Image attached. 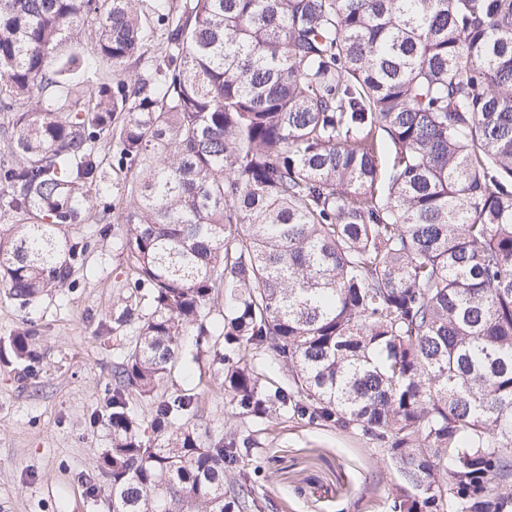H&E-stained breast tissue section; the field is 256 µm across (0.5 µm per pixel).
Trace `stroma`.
Returning a JSON list of instances; mask_svg holds the SVG:
<instances>
[{
    "instance_id": "1",
    "label": "stroma",
    "mask_w": 512,
    "mask_h": 512,
    "mask_svg": "<svg viewBox=\"0 0 512 512\" xmlns=\"http://www.w3.org/2000/svg\"><path fill=\"white\" fill-rule=\"evenodd\" d=\"M94 223L74 224L87 242L71 286L22 308L0 290V337L26 327L41 337L35 373L0 366V512H108L86 482L111 444L112 367L129 350L127 331L112 327L125 296L128 253ZM199 395L194 419L203 442L227 433L250 440L268 479L264 512H395L406 482L374 436L281 416L239 414L224 394L222 366L202 353L191 370L174 369L164 394Z\"/></svg>"
}]
</instances>
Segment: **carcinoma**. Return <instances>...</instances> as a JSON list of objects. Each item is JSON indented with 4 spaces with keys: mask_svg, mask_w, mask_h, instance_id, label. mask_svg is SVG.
I'll return each instance as SVG.
<instances>
[{
    "mask_svg": "<svg viewBox=\"0 0 512 512\" xmlns=\"http://www.w3.org/2000/svg\"><path fill=\"white\" fill-rule=\"evenodd\" d=\"M167 42L148 58L155 21ZM0 287L72 284L132 204L112 512H261L249 442L153 398L223 339L224 394L383 441L403 512H512V0H0ZM223 307L221 319L212 312ZM25 329L0 363L39 360ZM268 355L287 382L263 383Z\"/></svg>",
    "mask_w": 512,
    "mask_h": 512,
    "instance_id": "carcinoma-1",
    "label": "carcinoma"
}]
</instances>
